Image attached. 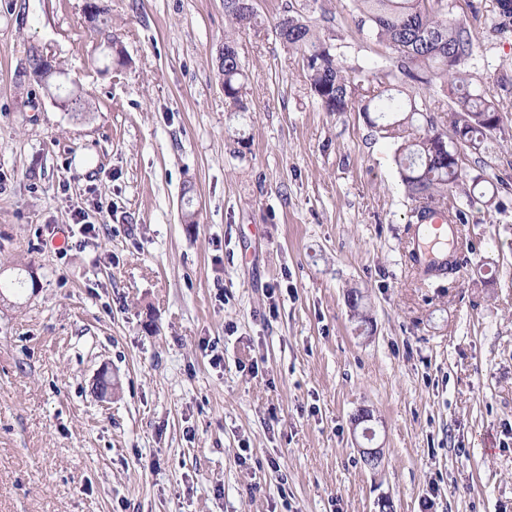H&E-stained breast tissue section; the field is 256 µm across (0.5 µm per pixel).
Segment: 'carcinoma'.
Here are the masks:
<instances>
[{
	"mask_svg": "<svg viewBox=\"0 0 512 512\" xmlns=\"http://www.w3.org/2000/svg\"><path fill=\"white\" fill-rule=\"evenodd\" d=\"M359 24L369 25L376 39L396 54V69L406 80L428 84L435 79L448 86V122L453 137L440 128L430 113L398 88H372L370 75L361 68L345 69L339 64L338 46L321 37L295 15L285 14L274 25L276 37L301 54L310 89L327 112H345L354 104L372 127L397 144L395 163L409 198L411 223L420 224L431 214L448 213L455 224L468 223L467 208L487 199L493 203L500 190L476 191L478 180L466 185L463 165L453 154L466 151L474 162H482L485 143L495 132H504L500 104L472 89L467 70L474 56L473 28L466 21H448L447 11L427 5V0H355ZM90 30L101 34L109 27L108 10L96 0H87ZM495 20L493 33H512V0H490ZM224 15L233 28L258 25L249 0H224ZM27 59L36 78L30 84L44 89L60 81L63 72L45 62L42 50L32 47ZM224 76V98L235 112L248 110L247 81L235 40L224 39L220 56ZM63 107L78 116L85 111L82 94H64ZM387 117L377 125L370 114ZM423 126L418 137L408 135L414 122ZM464 198L466 206L448 205V198Z\"/></svg>",
	"mask_w": 512,
	"mask_h": 512,
	"instance_id": "1",
	"label": "carcinoma"
}]
</instances>
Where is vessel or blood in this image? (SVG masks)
I'll use <instances>...</instances> for the list:
<instances>
[{
    "mask_svg": "<svg viewBox=\"0 0 512 512\" xmlns=\"http://www.w3.org/2000/svg\"><path fill=\"white\" fill-rule=\"evenodd\" d=\"M462 228L438 212L424 223L409 227L406 252L415 272L426 279L443 276L449 257L459 256Z\"/></svg>",
    "mask_w": 512,
    "mask_h": 512,
    "instance_id": "b4317fda",
    "label": "vessel or blood"
}]
</instances>
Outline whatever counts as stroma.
Wrapping results in <instances>:
<instances>
[{
  "label": "stroma",
  "instance_id": "35a3bbf8",
  "mask_svg": "<svg viewBox=\"0 0 512 512\" xmlns=\"http://www.w3.org/2000/svg\"><path fill=\"white\" fill-rule=\"evenodd\" d=\"M101 3L120 68L85 0H0V276L39 280L0 291V512H512V194L469 208L463 272L422 281L391 140L322 110L273 29L292 10L398 85L353 0H253L236 30L224 0ZM474 36L473 84L512 118L491 80L512 39ZM32 46L79 82L82 119L20 79ZM483 159L467 177L512 184V137ZM221 72L224 76V98L229 101L231 111L247 112V81L239 59L233 37L224 39V55H220Z\"/></svg>",
  "mask_w": 512,
  "mask_h": 512
}]
</instances>
